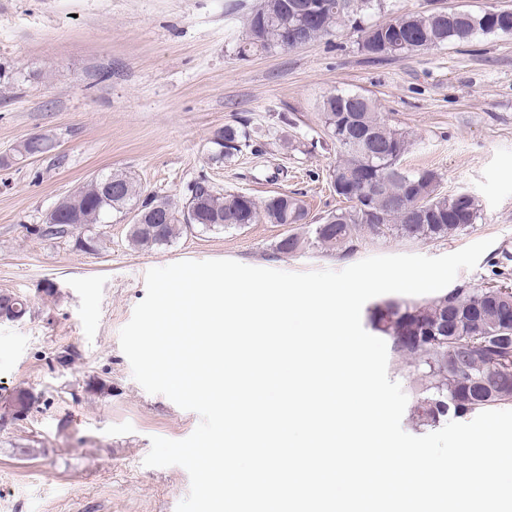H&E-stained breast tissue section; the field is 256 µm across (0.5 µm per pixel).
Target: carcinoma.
<instances>
[{
  "label": "carcinoma",
  "instance_id": "carcinoma-1",
  "mask_svg": "<svg viewBox=\"0 0 512 512\" xmlns=\"http://www.w3.org/2000/svg\"><path fill=\"white\" fill-rule=\"evenodd\" d=\"M291 0H258L250 20H270L266 36L239 46V53L287 48L285 32L300 23L288 8ZM316 19L306 24L310 40L329 36L341 25L361 34L364 46L383 37L384 24L365 27V14L375 0H321ZM399 24L398 47L372 56H403L410 52L437 49L450 41L473 37L430 13H403L392 18ZM348 92H334L323 99L321 119L340 148L330 178L336 193L348 206L311 225L310 236L290 235L276 244L277 252L295 254L320 248L348 255L357 250L361 234L396 236L409 240H440L466 231L480 217L472 198L464 214L452 195L437 191L439 176L430 169L414 172L401 167L409 147L408 133L390 126L378 112L376 102L363 96L353 109L347 107ZM357 126L376 132L390 143L389 153L372 156L360 144L343 142V127ZM256 131L226 125L212 140L213 159L230 163L251 146ZM32 156L53 149L42 135L24 142ZM112 181L115 196L106 197L104 184ZM81 200L82 224H110L112 214H127L141 208L142 223L129 225L135 246L152 249L167 245L183 233L202 230L241 229L248 224H302L308 217L304 200L296 192L272 195L258 203L235 192H220L207 181L187 185L180 202L144 194L137 181L120 170L97 176L64 196L56 205V224L42 233L64 232L71 223L67 203ZM512 307V278L506 272L481 288L462 284L423 303L388 300L369 309L371 328L390 343L402 358L415 389L409 419L416 427H434L452 416L462 418L477 411L512 403V321L503 323L504 305Z\"/></svg>",
  "mask_w": 512,
  "mask_h": 512
}]
</instances>
